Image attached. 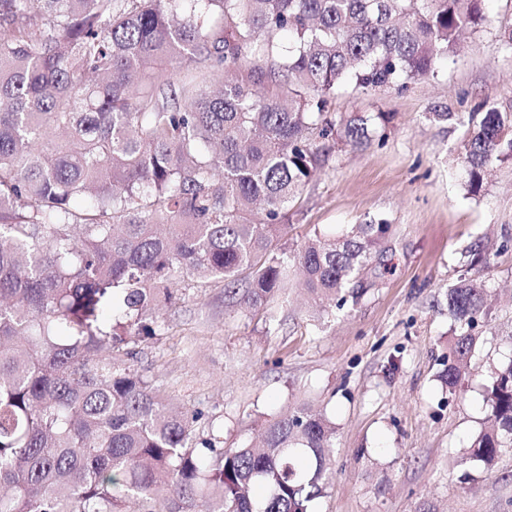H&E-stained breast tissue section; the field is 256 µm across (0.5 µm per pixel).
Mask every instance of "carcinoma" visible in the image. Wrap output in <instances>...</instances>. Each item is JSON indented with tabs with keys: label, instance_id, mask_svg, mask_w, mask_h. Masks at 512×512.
Returning a JSON list of instances; mask_svg holds the SVG:
<instances>
[{
	"label": "carcinoma",
	"instance_id": "cac0c4a2",
	"mask_svg": "<svg viewBox=\"0 0 512 512\" xmlns=\"http://www.w3.org/2000/svg\"><path fill=\"white\" fill-rule=\"evenodd\" d=\"M176 2L0 0V512H313L327 419L303 408L225 448L135 371L127 345L155 334L172 286L193 278L234 285L249 268L229 298L253 306L291 271L316 305L357 297L388 225L274 245L326 143L361 144L386 121L336 122L328 101L343 85L434 78L461 33L487 24L484 0H192L183 15ZM261 48L272 63L256 77ZM432 116L470 127V191L512 157V114ZM484 306L472 280L448 289L451 394ZM487 401L470 457L490 462L512 443V360Z\"/></svg>",
	"mask_w": 512,
	"mask_h": 512
}]
</instances>
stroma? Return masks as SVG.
<instances>
[{"instance_id":"35a3bbf8","label":"stroma","mask_w":512,"mask_h":512,"mask_svg":"<svg viewBox=\"0 0 512 512\" xmlns=\"http://www.w3.org/2000/svg\"><path fill=\"white\" fill-rule=\"evenodd\" d=\"M489 25L465 38L437 78L407 89L337 90L328 111L385 113L382 135L336 143L288 205L278 245L313 234L388 224L373 258L379 276L343 309L308 303L296 277L258 307L229 301L223 281L178 284L136 340L134 362L161 396L199 413L241 448L275 415L309 406L335 426L331 478L314 512H512V446L492 462L467 458L487 425L496 367L512 361V158L478 192L461 163L456 116L512 113V0H486ZM452 113L433 120V111ZM481 284L485 312L456 393L440 379L455 336L446 294L461 277Z\"/></svg>"}]
</instances>
